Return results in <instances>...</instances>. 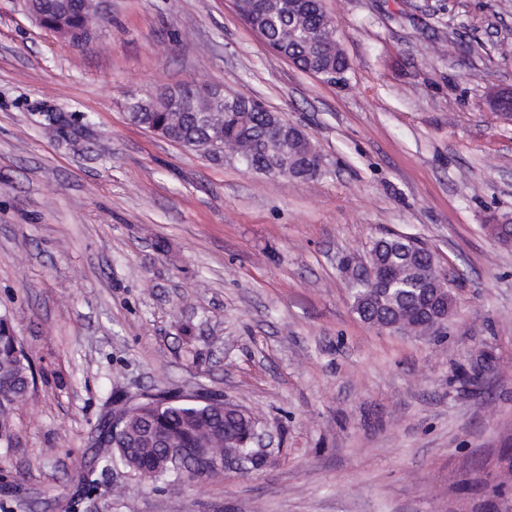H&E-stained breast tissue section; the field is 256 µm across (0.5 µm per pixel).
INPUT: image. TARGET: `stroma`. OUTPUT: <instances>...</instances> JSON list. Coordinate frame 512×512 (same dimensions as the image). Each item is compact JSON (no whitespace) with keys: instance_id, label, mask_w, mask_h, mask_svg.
I'll list each match as a JSON object with an SVG mask.
<instances>
[{"instance_id":"stroma-1","label":"stroma","mask_w":512,"mask_h":512,"mask_svg":"<svg viewBox=\"0 0 512 512\" xmlns=\"http://www.w3.org/2000/svg\"><path fill=\"white\" fill-rule=\"evenodd\" d=\"M351 68L273 52L235 0H104L92 45L0 0V315L36 369L0 512H512V0H324ZM192 82L260 101L321 154L297 181L136 125ZM448 277L441 336L350 289L376 239ZM204 390L273 435L266 465L139 486L97 472L108 406Z\"/></svg>"}]
</instances>
